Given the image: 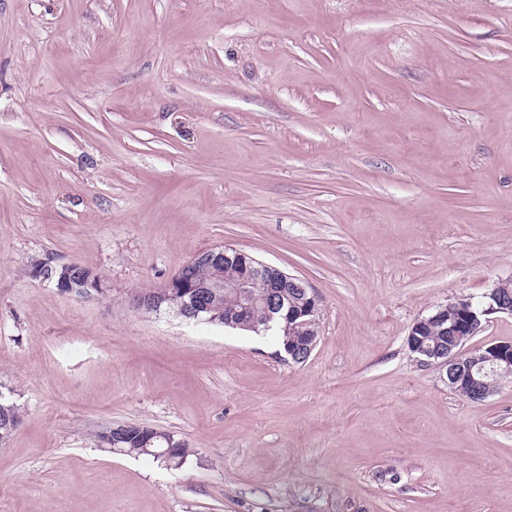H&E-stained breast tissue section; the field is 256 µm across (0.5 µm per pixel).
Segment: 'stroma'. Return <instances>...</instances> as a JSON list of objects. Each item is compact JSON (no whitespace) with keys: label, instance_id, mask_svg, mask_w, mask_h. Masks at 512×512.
I'll use <instances>...</instances> for the list:
<instances>
[{"label":"stroma","instance_id":"obj_1","mask_svg":"<svg viewBox=\"0 0 512 512\" xmlns=\"http://www.w3.org/2000/svg\"><path fill=\"white\" fill-rule=\"evenodd\" d=\"M224 245L315 289L304 363L134 309ZM508 279L512 0H0V512H512V379L406 342ZM35 265H39L40 268H46V269L50 268L51 269L54 267H60L62 264L57 263L52 258H45V259L39 260V261L31 264V269H30L31 275H32V273H31L32 269ZM71 268H81V267L78 264H64L58 269V271L56 272V274L54 276L48 277V276H43L42 274H38L37 276L40 278V280H42L44 282H49V283H52L53 279L56 277L55 281H56L57 287H59V288L68 287V288L64 289L65 292L74 294L81 298L92 297L93 296L92 291L100 293L103 290L102 283L100 280H98L96 283L90 282L91 281V273H89L87 278H85V280L83 282H81V284H79L78 288L75 287L71 282V273L74 270ZM88 287H91L92 290L89 289ZM11 391H2L0 385V434L8 438L21 421L20 407L14 402ZM124 429L125 433V439L119 444V436L118 435H112L108 434V438L106 443L109 446L118 447V444L121 448H123L122 451L126 452L127 454H134V455H152L154 458L160 459L162 462L165 463V465L168 467L167 464L171 465L169 467H175L178 468L182 466L187 458L192 455V450L189 448L188 443L185 441H181L179 438L176 437L171 432H162L163 430L159 429H153L148 426L139 425V424H126L120 426ZM159 430V431H158ZM167 432V433H166ZM147 435L152 436H161V438H169L170 436L173 439L174 445H178L177 448H174V452L171 456L168 458H162L159 455L164 452H154L155 455L149 454V453H143L141 452V448H143V440ZM150 440H148L145 443V447L143 450L145 452H150V449L148 448V444H150Z\"/></svg>","mask_w":512,"mask_h":512}]
</instances>
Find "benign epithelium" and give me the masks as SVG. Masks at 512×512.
<instances>
[{
	"mask_svg": "<svg viewBox=\"0 0 512 512\" xmlns=\"http://www.w3.org/2000/svg\"><path fill=\"white\" fill-rule=\"evenodd\" d=\"M207 256L213 262L230 261L239 263L238 276L235 280L224 283H194L186 280L171 278L161 289L145 291L134 296L133 306L138 310L153 311L159 305L176 297V289L193 288L195 292L190 300L178 304L177 315L184 319L198 318L205 300L225 288L244 289L255 279L266 281V292L254 299L252 304L260 305L266 311L265 321L276 319V314L288 303V290L296 289L305 296V305L299 310L287 309L285 319L297 320L308 317L315 321L319 314V297L314 288L306 281L292 276L280 268L263 263L248 253L229 246L216 247L207 251ZM73 265H62L55 277L40 276L44 282H56L65 292L81 298H89L92 292H101L102 283L93 282L87 277L79 286L71 282ZM456 306L458 319L447 327L454 342L448 349L427 348L422 344L418 332L425 325H442L448 321V307ZM495 313L512 314V292L508 282L501 281L490 292L483 295V301L476 303L472 298H459L448 302V305L437 309L430 316L415 322L408 336V347L411 352L418 354V361L423 365L439 364L446 369L448 387L454 391L466 390L476 401H483L493 394L492 382L506 376H512V341H498L486 344L474 351H463L467 339L476 335L481 327L483 317Z\"/></svg>",
	"mask_w": 512,
	"mask_h": 512,
	"instance_id": "obj_1",
	"label": "benign epithelium"
}]
</instances>
